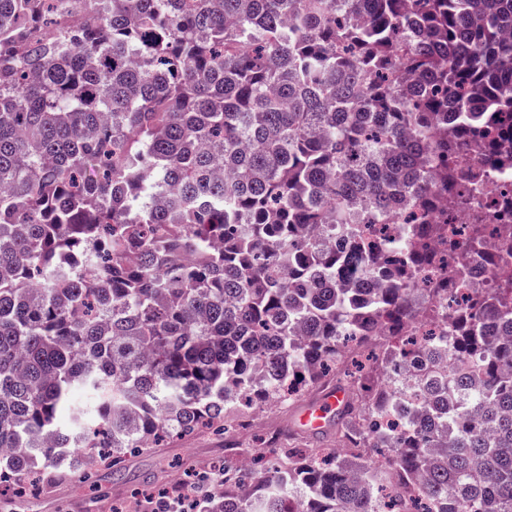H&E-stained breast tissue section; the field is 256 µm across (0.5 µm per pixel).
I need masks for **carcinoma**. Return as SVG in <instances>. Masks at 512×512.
Listing matches in <instances>:
<instances>
[{"mask_svg":"<svg viewBox=\"0 0 512 512\" xmlns=\"http://www.w3.org/2000/svg\"><path fill=\"white\" fill-rule=\"evenodd\" d=\"M470 143L478 164L464 167ZM512 174V0H0V480L295 402L338 448L215 467L190 512H512V224L459 307L428 238ZM405 224L373 233L359 226ZM353 240L349 250L336 237ZM448 308L451 336H411Z\"/></svg>","mask_w":512,"mask_h":512,"instance_id":"cac0c4a2","label":"carcinoma"}]
</instances>
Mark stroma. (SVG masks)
<instances>
[{
	"mask_svg": "<svg viewBox=\"0 0 512 512\" xmlns=\"http://www.w3.org/2000/svg\"><path fill=\"white\" fill-rule=\"evenodd\" d=\"M297 406L275 407L258 415L238 418L220 432H200L170 440L159 447L121 456L118 469L97 467L87 474L72 473L50 481L12 510L0 499V512H145V496L183 476L188 467L209 468L217 462L236 464L247 456L267 454V438L284 448H331L335 430L319 435L295 428Z\"/></svg>",
	"mask_w": 512,
	"mask_h": 512,
	"instance_id": "35a3bbf8",
	"label": "stroma"
}]
</instances>
